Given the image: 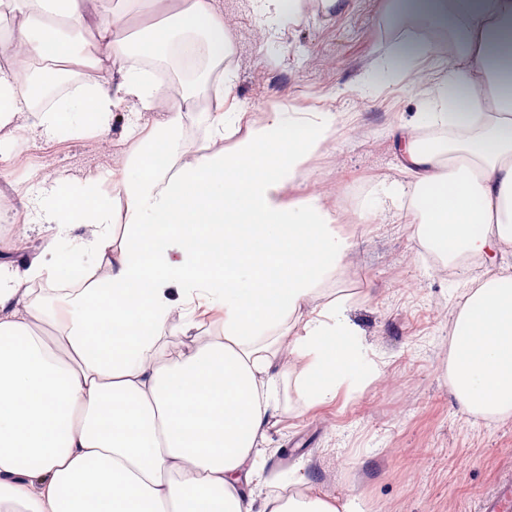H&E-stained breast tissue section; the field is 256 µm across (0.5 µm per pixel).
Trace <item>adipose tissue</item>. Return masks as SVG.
<instances>
[{"label":"adipose tissue","instance_id":"obj_1","mask_svg":"<svg viewBox=\"0 0 512 512\" xmlns=\"http://www.w3.org/2000/svg\"><path fill=\"white\" fill-rule=\"evenodd\" d=\"M85 0H9L21 22L10 38L53 64L72 61L64 28L85 23ZM402 9L452 21L463 33L453 78L428 82L419 126L448 128L446 144L409 139L404 166L416 175L418 236L446 256L512 250V0H403ZM113 17L98 36L112 45L101 81L39 112L41 135L109 128L126 113L136 150L112 178L123 231L94 179L78 193L49 184L26 215L57 225L67 247L33 259L27 276L0 261V512H364L297 493L255 505L244 483L261 478L278 342L291 336L293 381L312 407L342 387L376 378L336 298L297 319L352 248L317 197L289 200L288 183L325 148L336 114L274 109L237 137L241 113L224 107L231 50L218 0H190L168 22L143 31V52L164 56L205 47L196 85L171 97L155 75L130 64V39L112 40ZM207 86L205 110L231 149L189 151L183 103ZM455 160L443 174L444 159ZM90 226L87 237L73 228ZM100 278L51 302L28 301L26 278L84 280L81 255ZM220 311L222 336L166 350L188 335L200 309ZM61 323L62 332L45 328ZM448 384L459 405L484 417L512 415V275L476 282L465 295L450 346Z\"/></svg>","mask_w":512,"mask_h":512}]
</instances>
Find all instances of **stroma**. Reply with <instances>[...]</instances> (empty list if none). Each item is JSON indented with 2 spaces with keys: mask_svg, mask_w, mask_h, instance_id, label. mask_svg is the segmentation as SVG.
Here are the masks:
<instances>
[{
  "mask_svg": "<svg viewBox=\"0 0 512 512\" xmlns=\"http://www.w3.org/2000/svg\"><path fill=\"white\" fill-rule=\"evenodd\" d=\"M184 0H87V24L71 32L73 49L87 63L103 53L96 28L112 13L128 14L125 34L165 22ZM396 0H343L341 8L307 5L275 39H268L250 0H220L233 49L225 68L234 78L225 108L243 124L262 120L278 106L288 112L334 108L337 132L310 158L288 194H319L330 205L352 187L391 188L390 210L365 217L346 213L341 230L354 246L333 277L310 297L320 310L347 298L349 318L367 357L380 369L367 385L341 390L331 402L307 407L287 378L278 383V409L263 445L264 484L255 501L294 490L342 504L358 501L369 512H480L483 499L512 478V417L464 412L448 387L451 333L472 280L512 273V252L493 260L466 259L460 274L441 271L435 252L413 232L420 216L412 205L415 178L401 163L402 135L447 140L443 128L414 125L424 104V83L455 68L457 51L419 57L413 71L364 93L363 77L388 59L408 36L391 32L387 17ZM124 119L106 131L60 134L47 140L27 131L0 142V241L11 244L18 271L30 260L26 244H59L56 228L24 226L41 181L79 190L98 179L112 195V173L130 158Z\"/></svg>",
  "mask_w": 512,
  "mask_h": 512,
  "instance_id": "1",
  "label": "stroma"
}]
</instances>
